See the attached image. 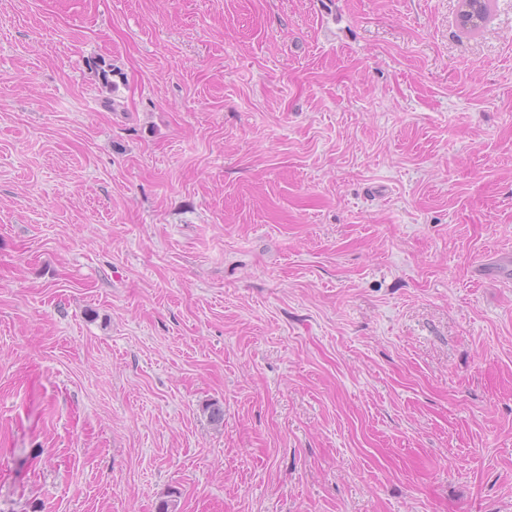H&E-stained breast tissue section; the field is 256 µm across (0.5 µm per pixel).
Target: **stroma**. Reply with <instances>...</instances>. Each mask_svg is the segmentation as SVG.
I'll return each instance as SVG.
<instances>
[{
	"mask_svg": "<svg viewBox=\"0 0 512 512\" xmlns=\"http://www.w3.org/2000/svg\"><path fill=\"white\" fill-rule=\"evenodd\" d=\"M457 6L0 0V512H512V0Z\"/></svg>",
	"mask_w": 512,
	"mask_h": 512,
	"instance_id": "obj_1",
	"label": "stroma"
}]
</instances>
